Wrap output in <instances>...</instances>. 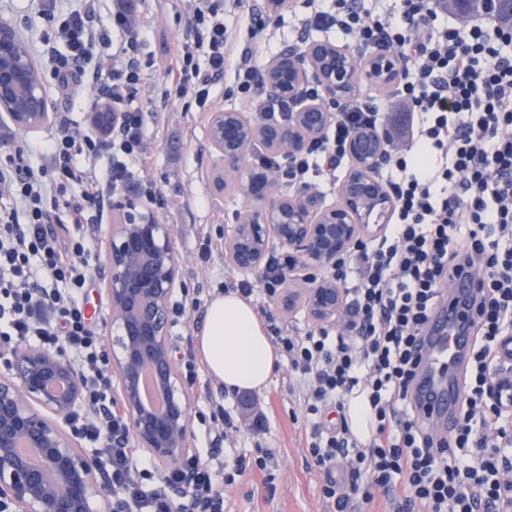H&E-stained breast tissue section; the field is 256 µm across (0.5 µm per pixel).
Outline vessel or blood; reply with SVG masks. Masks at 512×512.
<instances>
[{"label": "vessel or blood", "mask_w": 512, "mask_h": 512, "mask_svg": "<svg viewBox=\"0 0 512 512\" xmlns=\"http://www.w3.org/2000/svg\"><path fill=\"white\" fill-rule=\"evenodd\" d=\"M474 293L470 276L449 283L448 298L438 309L423 345L425 372L412 392L425 409L424 421L448 429L459 417L462 361L474 341L469 315Z\"/></svg>", "instance_id": "b4317fda"}]
</instances>
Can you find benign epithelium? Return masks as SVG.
<instances>
[{
  "label": "benign epithelium",
  "instance_id": "1",
  "mask_svg": "<svg viewBox=\"0 0 512 512\" xmlns=\"http://www.w3.org/2000/svg\"><path fill=\"white\" fill-rule=\"evenodd\" d=\"M401 64L381 52L361 54L329 41L304 53L287 52L267 66V97L286 103L285 122L248 119L235 110L211 113L209 139L219 153L212 175L217 192L228 181L256 206L227 233L231 263L245 273L267 265L270 240L288 248V291L281 306L306 311L317 326L336 324L342 293L336 281L316 278L365 235L375 232L393 210L390 192L376 176L388 148V134L371 126L357 128L346 143L354 164L341 189V201L328 205L313 189L288 196L279 191L277 174L247 163L255 143L292 156L320 138L334 120L331 107L347 101L360 87L394 85ZM314 85L321 96L310 99ZM0 115L22 131L46 126L55 118L44 89L40 64L9 22H0ZM121 113L100 102L89 113L91 130L106 135ZM101 264L110 302L107 322L109 363L127 420L128 437L160 467L182 465L191 446V395L181 386L170 337V300L179 284L180 265L171 234L155 213L128 188L112 202ZM0 512H125L110 497L105 478L81 448V435L70 421L83 402L77 369L59 351L17 342L0 351ZM150 372L162 409L145 402L142 388ZM24 444L37 453L33 462L18 452ZM194 473L185 469L175 485L158 492L185 496Z\"/></svg>",
  "mask_w": 512,
  "mask_h": 512
}]
</instances>
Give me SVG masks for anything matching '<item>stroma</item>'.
I'll return each instance as SVG.
<instances>
[{
  "mask_svg": "<svg viewBox=\"0 0 512 512\" xmlns=\"http://www.w3.org/2000/svg\"><path fill=\"white\" fill-rule=\"evenodd\" d=\"M134 7L148 31L144 57L155 65L146 69L142 102L162 104L163 109L148 121L150 163L145 177L161 188L166 203L157 209L161 223L167 224L180 261V282L173 301L200 296L204 303L218 294L235 291L242 274L225 252L201 258L203 235L223 237L235 224L246 201L234 188L215 194L210 176L217 153L208 137V115L246 105H234L227 97V81L212 90L206 111L187 109L180 100H163L165 89L162 62L165 49L181 37L191 22L192 0H136ZM0 20L12 23L29 49L40 46L48 30L33 0H0ZM56 118L53 124L33 132L11 130L0 134V160L14 147L26 146L34 164H42L44 140L57 124L83 122L94 100V89L83 85L79 97L50 89ZM192 396L193 452L214 471L230 472L237 457L253 458L271 454L265 470L236 478L224 489V512H325L320 494L321 476L312 470L304 443V424L297 421L300 385L287 363H279L269 383L262 389L230 391L200 368L187 386ZM236 419L237 429L226 432L225 414ZM275 494H268V486Z\"/></svg>",
  "mask_w": 512,
  "mask_h": 512,
  "instance_id": "obj_1",
  "label": "stroma"
}]
</instances>
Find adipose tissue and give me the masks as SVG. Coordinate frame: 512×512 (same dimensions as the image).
Wrapping results in <instances>:
<instances>
[{
  "label": "adipose tissue",
  "mask_w": 512,
  "mask_h": 512,
  "mask_svg": "<svg viewBox=\"0 0 512 512\" xmlns=\"http://www.w3.org/2000/svg\"><path fill=\"white\" fill-rule=\"evenodd\" d=\"M199 346L210 373L236 391L266 386L279 360L253 307L234 293L212 299Z\"/></svg>",
  "instance_id": "adipose-tissue-1"
}]
</instances>
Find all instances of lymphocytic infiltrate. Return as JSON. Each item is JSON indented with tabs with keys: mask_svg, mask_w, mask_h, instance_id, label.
<instances>
[{
	"mask_svg": "<svg viewBox=\"0 0 512 512\" xmlns=\"http://www.w3.org/2000/svg\"><path fill=\"white\" fill-rule=\"evenodd\" d=\"M134 0H113L110 29L93 25L89 5L71 9L40 0L51 34L44 43L45 73L53 85L73 89L91 79L98 99L122 119L100 137L77 126L61 128L45 149L49 165L32 164L24 149L0 163V339L63 350L84 383V404L101 411L74 424L112 463V486L127 512H224V483L199 457L188 460L195 486L182 508L144 493L149 466L126 437L103 371L104 349L88 321L82 296L97 263L79 229L100 220L104 201L134 186L157 206L160 189L145 180L148 164L143 108L134 104L152 65L142 55L146 34ZM302 32L340 31L357 50L385 52L402 62L392 91L386 132L385 183L395 199L393 224L375 246L358 244L329 271L357 282L345 306L341 333L293 336L274 343L291 369L308 383L303 399L310 422L306 447L324 476L321 494L336 512L353 499L371 501L376 488L398 490V512H512V402L495 388L502 347L512 338V28L478 17L461 26L448 19V0H400L363 11L357 0H306ZM123 33L118 51L92 65L110 30ZM264 29L250 23L246 39L224 23L222 0H196L193 21L167 50L164 98L205 107L211 89L232 71L230 94L260 115L270 113L263 88L266 63L255 43ZM65 53H57V45ZM372 98L357 93L337 107L328 133L290 159L261 155L264 166L304 188L309 172L330 174L360 126L378 121ZM109 168L98 172L99 158ZM80 194H71L73 186ZM73 225L60 235L56 227ZM468 235H459V225ZM480 288L474 342L463 373L464 401L456 430L443 436L422 423L409 399L420 363V338L460 271ZM364 397L367 428L357 437L348 421L324 429L317 421L329 405L345 411Z\"/></svg>",
	"mask_w": 512,
	"mask_h": 512,
	"instance_id": "1",
	"label": "lymphocytic infiltrate"
}]
</instances>
